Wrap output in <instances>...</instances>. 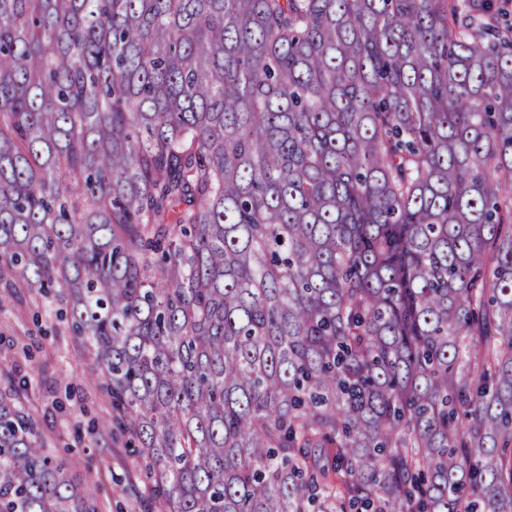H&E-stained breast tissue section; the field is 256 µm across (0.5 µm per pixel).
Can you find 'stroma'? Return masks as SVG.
I'll return each instance as SVG.
<instances>
[{
  "mask_svg": "<svg viewBox=\"0 0 512 512\" xmlns=\"http://www.w3.org/2000/svg\"><path fill=\"white\" fill-rule=\"evenodd\" d=\"M0 366L28 382L26 405L51 454L77 458L69 476L97 492L102 512H147L125 436L116 433L94 444L78 440L79 428L106 417L110 404L89 378L81 341L30 290H23L21 302L0 309Z\"/></svg>",
  "mask_w": 512,
  "mask_h": 512,
  "instance_id": "35a3bbf8",
  "label": "stroma"
}]
</instances>
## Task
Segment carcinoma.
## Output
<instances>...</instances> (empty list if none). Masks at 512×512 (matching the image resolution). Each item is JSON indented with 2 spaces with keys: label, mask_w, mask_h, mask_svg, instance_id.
<instances>
[{
  "label": "carcinoma",
  "mask_w": 512,
  "mask_h": 512,
  "mask_svg": "<svg viewBox=\"0 0 512 512\" xmlns=\"http://www.w3.org/2000/svg\"><path fill=\"white\" fill-rule=\"evenodd\" d=\"M505 16L0 0V309L62 305L155 512H512ZM0 376V512H99Z\"/></svg>",
  "instance_id": "obj_1"
}]
</instances>
